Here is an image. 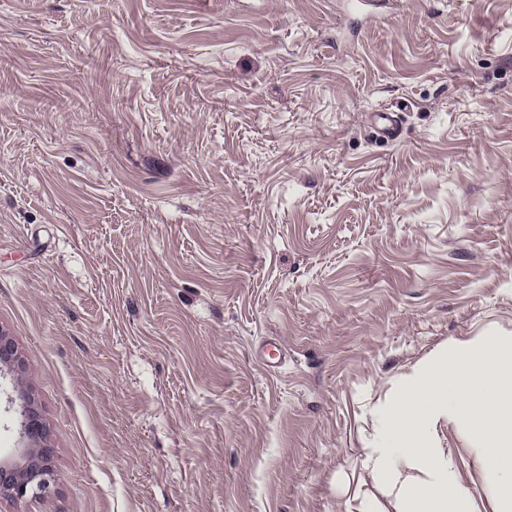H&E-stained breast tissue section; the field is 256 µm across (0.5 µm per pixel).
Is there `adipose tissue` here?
<instances>
[{"label":"adipose tissue","instance_id":"ef3b65f1","mask_svg":"<svg viewBox=\"0 0 512 512\" xmlns=\"http://www.w3.org/2000/svg\"><path fill=\"white\" fill-rule=\"evenodd\" d=\"M357 468L394 512H512V332L495 328L431 350L400 375ZM467 440L477 479L464 478L444 429Z\"/></svg>","mask_w":512,"mask_h":512}]
</instances>
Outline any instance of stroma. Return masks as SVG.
<instances>
[{
	"mask_svg": "<svg viewBox=\"0 0 512 512\" xmlns=\"http://www.w3.org/2000/svg\"><path fill=\"white\" fill-rule=\"evenodd\" d=\"M356 2L0 0V512H390L373 405L512 331V0ZM401 117L395 112L379 111L372 116L371 126L376 135L385 140H397L401 133ZM23 433L32 445L23 448L22 461L0 460V498L21 499L29 490L45 491L52 481L53 448L47 444V430L38 407L25 401Z\"/></svg>",
	"mask_w": 512,
	"mask_h": 512,
	"instance_id": "35a3bbf8",
	"label": "stroma"
}]
</instances>
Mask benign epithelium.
<instances>
[{"instance_id": "obj_1", "label": "benign epithelium", "mask_w": 512, "mask_h": 512, "mask_svg": "<svg viewBox=\"0 0 512 512\" xmlns=\"http://www.w3.org/2000/svg\"><path fill=\"white\" fill-rule=\"evenodd\" d=\"M19 362L13 340L0 332V366ZM23 433L32 445L23 449L22 461L0 460V498L21 499L28 491L49 488L53 472L51 460L54 449L47 444V430L34 402L23 405Z\"/></svg>"}]
</instances>
